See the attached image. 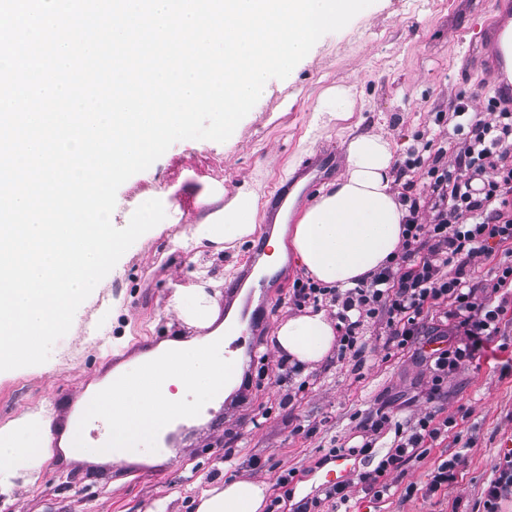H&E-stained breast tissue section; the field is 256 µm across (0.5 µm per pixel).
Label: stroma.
I'll use <instances>...</instances> for the list:
<instances>
[{"instance_id": "obj_1", "label": "stroma", "mask_w": 512, "mask_h": 512, "mask_svg": "<svg viewBox=\"0 0 512 512\" xmlns=\"http://www.w3.org/2000/svg\"><path fill=\"white\" fill-rule=\"evenodd\" d=\"M489 17L486 0H374L342 30L323 35L290 81L269 79L267 97L227 141H177L124 182L112 213L115 226L125 224L142 197L168 190L181 204L182 223L155 226L136 250L122 255L102 287L79 306L47 362L0 372V426L47 401L58 411L76 402L79 387L101 380L119 356L195 336L168 310L171 295L193 283L200 264L194 253L172 243L197 213L188 187L218 182L230 189L247 178L259 182L266 204L284 182L283 168H300L314 150L335 153L336 167L321 180L337 179L345 157L336 126L317 131L314 145L304 141L321 92L351 86V121L358 132L383 134L396 148V189H422V169L401 166L414 150L429 158L418 133L434 130L438 147L456 142L452 123L436 126L435 117L451 113L458 95L467 97L473 112L484 110L490 76L468 74L464 54L475 26ZM306 279L290 260L262 288L259 303L269 316L248 342L241 401L231 414L216 410L213 429L192 435L164 475H154L146 462L99 471L88 462L64 460L56 449L35 483L18 486L15 503L0 500V512H150L158 501L166 512H196L203 490L240 478L264 482L284 512L316 497L321 512H484V490L497 476L503 441L512 437V308L479 358L444 379L435 402L431 356L443 327L437 318L424 320L421 344L395 355H387L384 337L372 329L362 364L330 354L298 367L292 379L282 378L271 336L280 320L296 315L288 299ZM106 304L112 307L111 330L103 339L90 329ZM437 405L452 420L448 431L423 456L386 476L383 496L355 485L347 501L325 500V474L336 466L330 448L358 444L357 427L370 413L382 411L402 422ZM455 454L461 458L455 483L428 495L434 467ZM290 469L292 481L280 486Z\"/></svg>"}]
</instances>
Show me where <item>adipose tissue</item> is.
Returning <instances> with one entry per match:
<instances>
[{
	"mask_svg": "<svg viewBox=\"0 0 512 512\" xmlns=\"http://www.w3.org/2000/svg\"><path fill=\"white\" fill-rule=\"evenodd\" d=\"M345 171L322 186L311 203L297 205L289 238H277L275 253L294 254L305 273L323 286L346 289L368 279L391 259L401 242L406 214L393 189L392 142L381 135L347 133ZM199 211L192 227L176 236L174 245L203 254L235 247L250 239L260 219V196L245 180L233 188L214 184L195 195ZM223 279L199 272L197 281L177 289L169 306L187 326L203 335L168 341L147 352L159 367L161 390L132 388L122 392L127 412L107 417L113 438L122 441L125 461H144L156 448L155 419L143 413L149 400L157 408L174 402L180 414L218 406L235 387L239 360L229 349L235 333L220 318ZM336 341V324L324 309L281 320L272 342L278 354L303 364L325 358ZM51 404L28 411L0 427V495L13 499L21 474L38 472L51 445ZM265 483L237 479L203 493L197 512H260Z\"/></svg>",
	"mask_w": 512,
	"mask_h": 512,
	"instance_id": "1",
	"label": "adipose tissue"
}]
</instances>
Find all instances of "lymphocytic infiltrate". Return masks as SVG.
<instances>
[{"instance_id":"1","label":"lymphocytic infiltrate","mask_w":512,"mask_h":512,"mask_svg":"<svg viewBox=\"0 0 512 512\" xmlns=\"http://www.w3.org/2000/svg\"><path fill=\"white\" fill-rule=\"evenodd\" d=\"M454 116H468L467 130L452 155L437 151L425 165L426 182L416 196L401 195L406 208L401 245L391 261L366 282L346 290L298 284L292 302L301 306L329 303L336 309L340 331L338 359L361 360L365 334L383 329L387 349L415 345L421 321L441 314L448 325L449 345L434 358V379L443 381L472 362L500 331L512 306V110L489 99L485 115H473L458 98ZM504 252L494 270L493 298L479 297L474 273L491 257L490 245ZM434 413L406 424L393 423L384 412L360 424L362 445L352 455L371 453L374 435L393 427L394 440L377 467L362 474L364 491L378 493L381 478L417 458L426 441L440 429Z\"/></svg>"}]
</instances>
